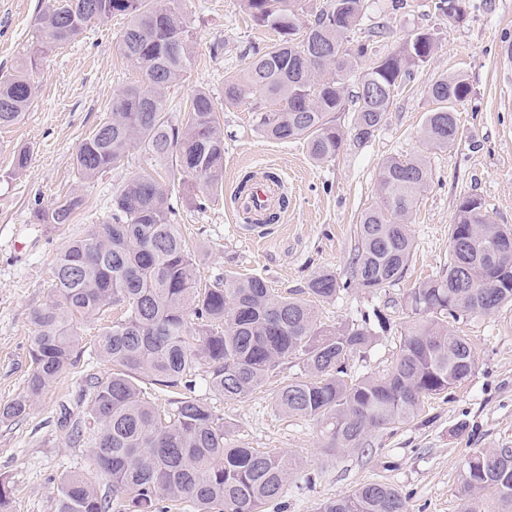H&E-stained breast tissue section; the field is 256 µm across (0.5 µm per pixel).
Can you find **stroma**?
Wrapping results in <instances>:
<instances>
[{
    "mask_svg": "<svg viewBox=\"0 0 512 512\" xmlns=\"http://www.w3.org/2000/svg\"><path fill=\"white\" fill-rule=\"evenodd\" d=\"M48 0H0V74L17 65L32 42L34 19ZM193 28L191 68L169 91L172 114H179L195 90L224 98V77L246 66L248 50L272 42L271 31L254 25L240 0H182ZM129 22L115 16L88 28L76 42L60 46L33 72L38 92L22 121L0 129V405L22 394L31 370L32 313L52 296L51 267L67 234L87 236L111 214L112 191L143 164L131 149L119 165L92 182L82 181L75 164L80 143L102 122L112 98L138 80L121 55L118 41ZM386 33L379 53L395 51L411 31L432 33L438 49L416 67L400 88L381 128L365 144L346 142L339 155L315 163L303 141L263 138L252 105L224 110V179L203 197L195 179L176 175L171 203L176 221L196 253L200 274L212 282L226 272L264 277L274 294L304 291L318 271L348 280L361 213L377 201V174L390 157L428 156L431 179L411 219L415 241L405 278L371 293L357 287L329 300L314 301L320 322H360L382 311L389 324L380 339L350 363L355 374L386 373L396 357L407 322L400 301L408 288L441 271L448 262V226L459 198L480 195L493 223L512 228V0H467V16L456 22L434 9V0H367L352 39L377 25ZM221 53H214V45ZM463 75L471 94L456 105L458 138L444 151L425 152L422 127L434 104L430 85L444 75ZM30 152L22 172L13 169V151ZM266 168L277 172L290 205L279 223L263 234L246 235L233 189L242 176ZM79 190L85 205L68 232L36 223V210L50 208L60 195ZM475 348L474 374L447 393L425 400L420 415L383 431L374 448L327 455L321 423L280 414L272 400L279 382L300 375L297 360L281 364L261 391L227 400L197 378L196 397L223 417L230 437L250 447L286 454L296 466L278 501L267 512H319L321 503L362 484L397 488L408 512H461L459 470L471 449L512 446V305L458 326ZM108 364L82 358L78 369L63 372L42 393L30 414L0 422V480L13 500V512H58V486L71 473H94L87 444L66 443L60 423L78 417L80 382L105 375ZM110 512L123 502L112 483L94 473Z\"/></svg>",
    "mask_w": 512,
    "mask_h": 512,
    "instance_id": "35a3bbf8",
    "label": "stroma"
}]
</instances>
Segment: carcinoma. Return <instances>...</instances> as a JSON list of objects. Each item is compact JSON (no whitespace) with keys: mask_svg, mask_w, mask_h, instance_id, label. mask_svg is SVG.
I'll list each match as a JSON object with an SVG mask.
<instances>
[{"mask_svg":"<svg viewBox=\"0 0 512 512\" xmlns=\"http://www.w3.org/2000/svg\"><path fill=\"white\" fill-rule=\"evenodd\" d=\"M259 27L279 38L257 49L239 73L224 77V106L260 93V134L301 140L310 158L324 163L340 152L344 131L335 114L353 109L354 138L368 142L393 105L395 93L436 49L428 32L414 31L394 52L371 57L368 40L347 34L360 24L366 0H323L300 22L299 0H241ZM181 0H52L35 20V41L13 73L0 77V126L16 123L36 87L30 73L48 51L77 40L116 14L129 17L119 48L140 79L112 99L107 119L79 146L76 166L86 182L116 166L131 148L146 166L112 192L111 216L97 232L67 241L53 268L54 296L33 312L32 369L25 391L0 406V421L29 415L43 391L65 370L79 366V323L102 320L89 354L111 365L105 377L85 376L90 396L82 415L66 424V440L91 441L97 469L125 500V512H169L163 502L189 503L193 512H265L288 482L294 462L229 438L223 418L201 398L184 396L161 411L142 396L138 380L192 391L193 376L208 368L207 384L230 400L254 393L280 364L297 359L303 374L280 386L276 409L324 425L325 452L365 450L384 429L414 420L423 399L467 381L476 368L469 339L450 326L512 303V229L490 225L484 200L460 199L448 226V264L407 290L409 318L399 354L387 373L345 379L353 358L375 334L368 324L324 325L313 306L276 296L261 276L226 274L202 283L198 265L174 223L170 190L154 166L196 178L205 193L221 184L224 132L218 106L196 91L182 120L169 115L167 94L193 60L194 33ZM461 75L429 87L435 108L423 124L428 150H447L458 137L454 106L470 95ZM430 180L425 156L389 158L377 177L378 203L361 215L352 258L355 284L376 292L404 278L413 258L409 224ZM83 196L71 191L36 212L40 224L73 223ZM336 276L320 271L307 294L331 299ZM116 307L123 316L108 319ZM465 512H512V448H475L459 474ZM58 512H110V502L82 475L64 477ZM320 512H407L394 487L366 483L325 501Z\"/></svg>","mask_w":512,"mask_h":512,"instance_id":"1","label":"carcinoma"}]
</instances>
